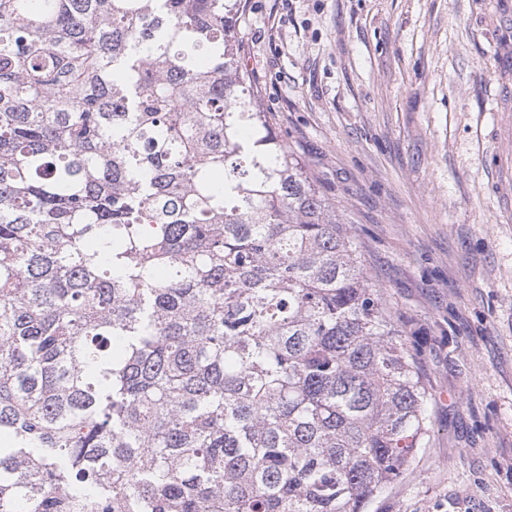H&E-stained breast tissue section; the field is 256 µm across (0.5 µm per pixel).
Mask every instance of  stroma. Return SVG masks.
<instances>
[{
  "label": "stroma",
  "mask_w": 512,
  "mask_h": 512,
  "mask_svg": "<svg viewBox=\"0 0 512 512\" xmlns=\"http://www.w3.org/2000/svg\"><path fill=\"white\" fill-rule=\"evenodd\" d=\"M238 32L431 395L372 512H512V0H247Z\"/></svg>",
  "instance_id": "35a3bbf8"
}]
</instances>
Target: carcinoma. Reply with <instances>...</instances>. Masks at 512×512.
<instances>
[{
  "label": "carcinoma",
  "instance_id": "carcinoma-1",
  "mask_svg": "<svg viewBox=\"0 0 512 512\" xmlns=\"http://www.w3.org/2000/svg\"><path fill=\"white\" fill-rule=\"evenodd\" d=\"M245 6L0 0V512H369L425 447Z\"/></svg>",
  "mask_w": 512,
  "mask_h": 512
}]
</instances>
